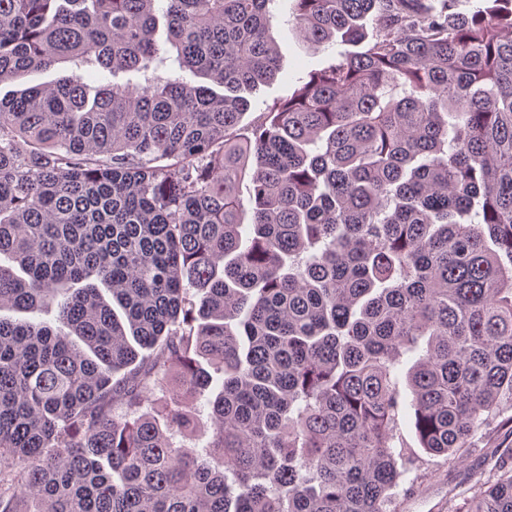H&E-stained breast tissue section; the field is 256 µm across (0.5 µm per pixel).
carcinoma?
<instances>
[{"label": "carcinoma", "mask_w": 512, "mask_h": 512, "mask_svg": "<svg viewBox=\"0 0 512 512\" xmlns=\"http://www.w3.org/2000/svg\"><path fill=\"white\" fill-rule=\"evenodd\" d=\"M270 2L0 0V84L98 68L0 99V512H387L401 417L461 461L512 399V0H295L361 50L246 136ZM71 70V64L65 63L52 66L48 69L32 71L19 81L0 85V97L10 90H22L30 86L54 82L59 77L70 74ZM195 421L197 432L193 435L178 434L174 438L176 447L184 452L195 454L203 448L212 435L211 408L206 403L205 398L197 403L195 410Z\"/></svg>", "instance_id": "carcinoma-1"}]
</instances>
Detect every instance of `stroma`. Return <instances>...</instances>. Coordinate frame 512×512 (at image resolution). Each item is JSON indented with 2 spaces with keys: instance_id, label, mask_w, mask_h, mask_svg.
<instances>
[{
  "instance_id": "obj_1",
  "label": "stroma",
  "mask_w": 512,
  "mask_h": 512,
  "mask_svg": "<svg viewBox=\"0 0 512 512\" xmlns=\"http://www.w3.org/2000/svg\"><path fill=\"white\" fill-rule=\"evenodd\" d=\"M269 33L279 46L276 78L249 93V108L240 128L249 131L261 112L269 105L287 99L306 83L311 72L338 62L349 50L348 45L331 43L314 47L299 34L294 20V0H271ZM512 404L501 403L495 416L476 437L477 448L464 461L420 450L419 441L409 420H401L398 444L416 449L414 464L402 470L390 492L388 512H465L471 489L476 482L487 480L500 458L499 447L512 446Z\"/></svg>"
}]
</instances>
